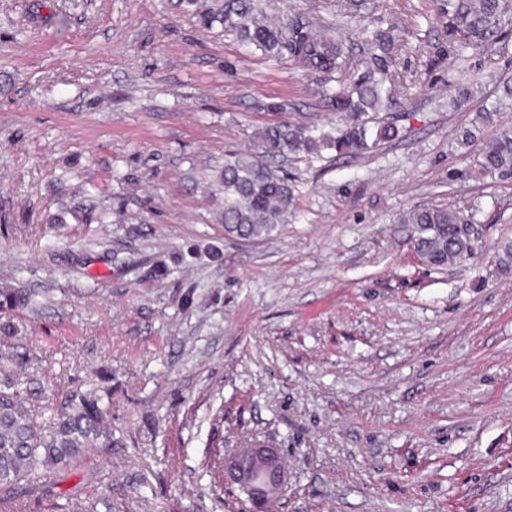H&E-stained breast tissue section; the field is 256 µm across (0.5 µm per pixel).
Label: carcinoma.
I'll return each mask as SVG.
<instances>
[{"label": "carcinoma", "mask_w": 512, "mask_h": 512, "mask_svg": "<svg viewBox=\"0 0 512 512\" xmlns=\"http://www.w3.org/2000/svg\"><path fill=\"white\" fill-rule=\"evenodd\" d=\"M340 16L363 18L371 0H334ZM440 17L448 33V54L462 58L465 50L485 52L484 66L508 47L512 29V0H442ZM202 27L219 24L245 46L273 53L285 45L305 67L320 73L340 74L337 88L317 92L326 111L339 123L331 130L308 122H279L259 132L265 152L296 157L329 149L338 155H362L397 129L383 123L371 129L369 114L383 101L408 99L412 82L394 69L396 25L376 28L365 37L364 69L351 73L353 63L345 45L318 34L312 23H273L265 0H218L200 15ZM474 175L512 179V128H504L480 149ZM216 183L223 193L221 223L239 238L270 236L288 221L295 188L264 157L233 153L224 160ZM399 223L412 227V244L420 262L443 269L474 253L471 238L460 231L469 223L461 212L439 205H418L404 211ZM21 392L8 378L0 380V505L19 489H37L50 476L83 460L95 448L112 447V418L102 399L74 391L57 413L52 431L43 434L31 424L20 406Z\"/></svg>", "instance_id": "obj_1"}]
</instances>
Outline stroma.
I'll return each mask as SVG.
<instances>
[{
	"instance_id": "1",
	"label": "stroma",
	"mask_w": 512,
	"mask_h": 512,
	"mask_svg": "<svg viewBox=\"0 0 512 512\" xmlns=\"http://www.w3.org/2000/svg\"><path fill=\"white\" fill-rule=\"evenodd\" d=\"M315 2L267 12L318 22L361 68L359 22ZM213 4L0 0V378L44 433L74 389L112 413L111 447L19 512H82L107 489L116 512H228L218 433L281 448L273 512H512V180L468 176L512 110L482 125L499 95L472 83L482 55L449 62L438 0H377L415 84L378 115L397 137L275 157L295 211L242 240L218 219L225 154L262 152L273 122L327 123V77L202 29ZM418 204L474 211L473 255L421 264L398 221Z\"/></svg>"
}]
</instances>
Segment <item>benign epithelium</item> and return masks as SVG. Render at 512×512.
Returning <instances> with one entry per match:
<instances>
[{
	"label": "benign epithelium",
	"mask_w": 512,
	"mask_h": 512,
	"mask_svg": "<svg viewBox=\"0 0 512 512\" xmlns=\"http://www.w3.org/2000/svg\"><path fill=\"white\" fill-rule=\"evenodd\" d=\"M224 487L239 491L246 512H269L288 486V471L280 449L252 441L224 453Z\"/></svg>",
	"instance_id": "1"
}]
</instances>
